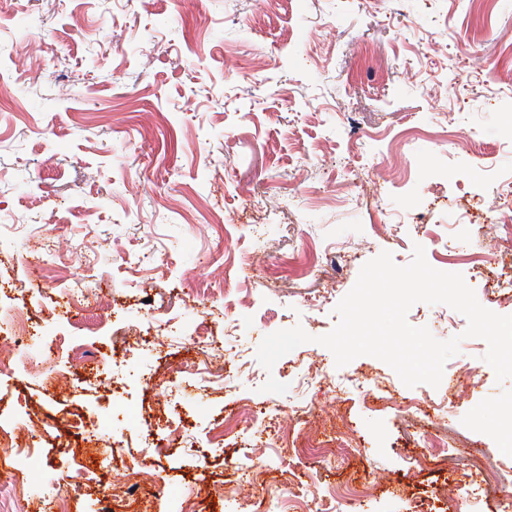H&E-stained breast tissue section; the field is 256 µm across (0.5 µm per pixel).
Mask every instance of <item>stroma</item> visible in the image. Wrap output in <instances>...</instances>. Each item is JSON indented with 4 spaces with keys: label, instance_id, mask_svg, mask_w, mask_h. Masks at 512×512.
Returning <instances> with one entry per match:
<instances>
[{
    "label": "stroma",
    "instance_id": "stroma-1",
    "mask_svg": "<svg viewBox=\"0 0 512 512\" xmlns=\"http://www.w3.org/2000/svg\"><path fill=\"white\" fill-rule=\"evenodd\" d=\"M19 56L0 97V314L40 326L77 281L94 300L53 329L65 385L46 391L24 349L0 371V428L46 424L24 430L7 512H125L133 466L138 512H269L287 492L332 512L347 484L361 512H415L432 490L451 512H502L466 463L473 448L512 460V378L497 382L463 315L420 302L407 320L461 336L446 366L474 369L470 382L410 388L371 356L331 386L308 370L332 360L316 339L384 251L404 266L421 245L512 315V251L455 208L512 213V0H0V69ZM45 247L58 261L32 275ZM472 253L493 256L486 284ZM298 325L313 342L265 370L263 337ZM215 340L233 353L223 382L168 383ZM270 376L288 392H262ZM420 398L427 411L409 408ZM272 405L276 419L253 416ZM75 412L80 433L54 430ZM443 421L464 446L416 467ZM82 436L113 449L90 481L71 460Z\"/></svg>",
    "mask_w": 512,
    "mask_h": 512
}]
</instances>
